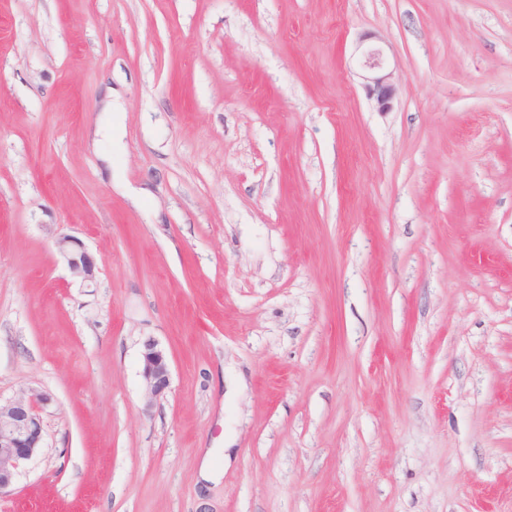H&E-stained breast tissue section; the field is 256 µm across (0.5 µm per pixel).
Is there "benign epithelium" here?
Instances as JSON below:
<instances>
[{
	"instance_id": "obj_1",
	"label": "benign epithelium",
	"mask_w": 512,
	"mask_h": 512,
	"mask_svg": "<svg viewBox=\"0 0 512 512\" xmlns=\"http://www.w3.org/2000/svg\"><path fill=\"white\" fill-rule=\"evenodd\" d=\"M363 75L370 98L377 110H392L396 94L393 72L388 69L383 51L370 47L363 52ZM56 248L70 273L84 282L94 278L96 262L84 244L71 235H62ZM142 374L151 397L157 398L169 387L170 365L159 343L149 338L141 349ZM49 401L44 393L18 397L0 404V494L8 489L20 467L31 460L41 448L43 425L40 407Z\"/></svg>"
}]
</instances>
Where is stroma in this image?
Wrapping results in <instances>:
<instances>
[{
  "instance_id": "35a3bbf8",
  "label": "stroma",
  "mask_w": 512,
  "mask_h": 512,
  "mask_svg": "<svg viewBox=\"0 0 512 512\" xmlns=\"http://www.w3.org/2000/svg\"><path fill=\"white\" fill-rule=\"evenodd\" d=\"M33 392L0 512H512V0H0V403ZM363 68L366 74L363 79L367 93L374 99L377 110L388 112L392 110L393 99L396 94L393 72L388 69L383 51L380 48L370 47L363 52ZM56 248L74 277L83 282L93 280L96 262L80 240L71 235H61L56 241ZM142 374L151 398L164 394L169 387L170 365L165 351L159 343L149 338L141 349Z\"/></svg>"
}]
</instances>
